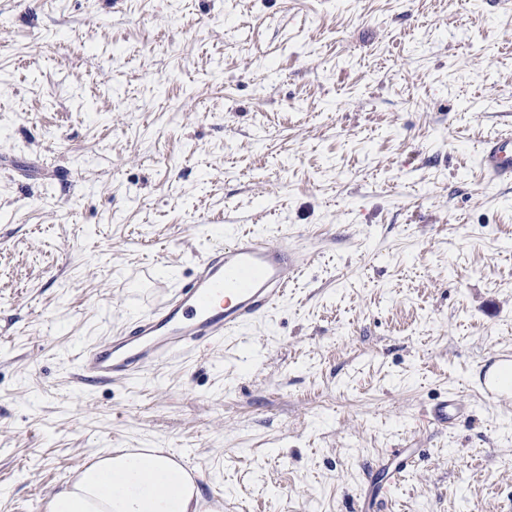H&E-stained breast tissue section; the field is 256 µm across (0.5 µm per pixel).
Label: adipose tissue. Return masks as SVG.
Wrapping results in <instances>:
<instances>
[{"label": "adipose tissue", "instance_id": "obj_1", "mask_svg": "<svg viewBox=\"0 0 512 512\" xmlns=\"http://www.w3.org/2000/svg\"><path fill=\"white\" fill-rule=\"evenodd\" d=\"M200 492L164 457L96 455L50 502L49 512H198Z\"/></svg>", "mask_w": 512, "mask_h": 512}]
</instances>
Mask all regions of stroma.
<instances>
[{
  "instance_id": "35a3bbf8",
  "label": "stroma",
  "mask_w": 512,
  "mask_h": 512,
  "mask_svg": "<svg viewBox=\"0 0 512 512\" xmlns=\"http://www.w3.org/2000/svg\"><path fill=\"white\" fill-rule=\"evenodd\" d=\"M507 126L496 0H0V512L123 448L185 456L211 512H512V392L481 390L512 355V183L479 158ZM237 234L296 248L277 307L76 381ZM462 409V404L454 396H451L432 409L431 421L442 429H448L454 424Z\"/></svg>"
}]
</instances>
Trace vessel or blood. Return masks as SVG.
<instances>
[{"label": "vessel or blood", "instance_id": "obj_1", "mask_svg": "<svg viewBox=\"0 0 512 512\" xmlns=\"http://www.w3.org/2000/svg\"><path fill=\"white\" fill-rule=\"evenodd\" d=\"M481 165L492 180L512 181V131L484 142ZM297 256L287 241L255 235L234 238L204 261L198 273L126 329L86 351L80 380L130 381L262 318L286 296ZM462 411L453 397L437 404L431 421L451 427Z\"/></svg>", "mask_w": 512, "mask_h": 512}]
</instances>
